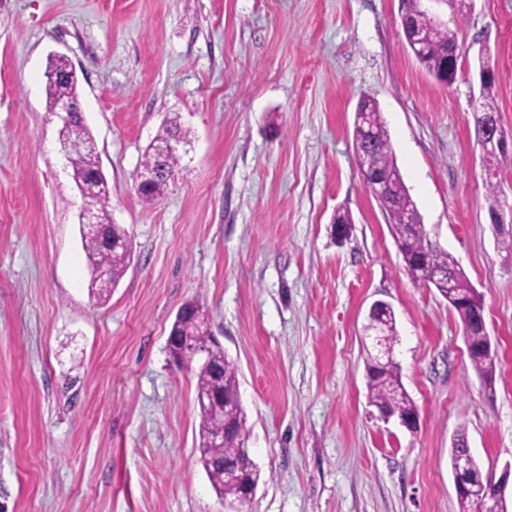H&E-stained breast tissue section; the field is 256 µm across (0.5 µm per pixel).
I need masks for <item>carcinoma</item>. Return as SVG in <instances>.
Returning a JSON list of instances; mask_svg holds the SVG:
<instances>
[{"label":"carcinoma","instance_id":"cac0c4a2","mask_svg":"<svg viewBox=\"0 0 512 512\" xmlns=\"http://www.w3.org/2000/svg\"><path fill=\"white\" fill-rule=\"evenodd\" d=\"M413 25L428 28L432 33L430 46L424 54L421 63L435 75L436 80L445 85H451L458 63L450 56L457 46L456 33L421 11L420 0H406ZM78 95L77 82L48 81L46 97L48 106L61 98ZM365 106L372 111L376 128L375 141L370 145L374 164L379 172L390 177L395 197V207L388 213L390 231L395 241L401 243L400 252L406 269L411 277L424 275L425 267H430L448 273L455 284L457 294L471 297V283L463 274L456 259L447 251L431 244L424 224H410V214L416 211V204L406 188L393 155L390 136L376 98L362 94ZM69 144L79 143L81 148L72 152L70 157L74 174L87 180L98 168L97 145L89 129L76 122L68 134ZM109 189L106 183L92 185L88 204L91 207L95 223L105 225L104 236L100 237L80 228L83 250L86 260L94 262L108 272L104 280L89 281L88 290L96 302L107 301L112 288L116 287L123 278L130 263L131 251L111 249L106 244V237L126 238V230L112 223L109 211ZM185 312L177 315L172 322L169 337L197 336L204 338L207 332L198 328V324L207 320L202 306L195 302L183 305ZM372 328L381 332L388 351L394 350L397 342V325L395 314L384 311L374 316ZM474 368L483 380L484 387L493 388L495 380V356H487L476 350L470 356ZM368 398L372 405L380 408L395 407L406 416L417 415L416 406L405 390L400 376L398 364L392 358L382 359L378 350L367 351L366 358ZM239 391L238 368L226 353H216L208 363H201L197 368V392H212L218 396L232 398ZM249 431L240 430L232 425L224 427V447L202 448L201 462L209 481L217 495L226 500L234 501L239 498V486L224 477V470L218 465V460L238 461L243 465L245 477L256 483L260 480V472L253 465V460L247 452Z\"/></svg>","mask_w":512,"mask_h":512}]
</instances>
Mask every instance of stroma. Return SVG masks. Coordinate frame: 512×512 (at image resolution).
<instances>
[{
	"label": "stroma",
	"instance_id": "1",
	"mask_svg": "<svg viewBox=\"0 0 512 512\" xmlns=\"http://www.w3.org/2000/svg\"><path fill=\"white\" fill-rule=\"evenodd\" d=\"M402 0H0V503L7 512H228L200 462L195 370L167 337L198 300L239 368L243 512H459L449 449L483 476L512 463V164L489 202L475 140L479 59L512 135V0H427L456 31L447 86L410 51ZM76 69L85 123L133 260L96 304L82 196L59 153L49 57ZM377 98L430 239L484 300L485 390L462 326L414 282L353 148ZM191 140L160 199L136 190L166 120ZM352 217L337 242L336 212ZM396 316L415 430L368 401L365 327Z\"/></svg>",
	"mask_w": 512,
	"mask_h": 512
}]
</instances>
